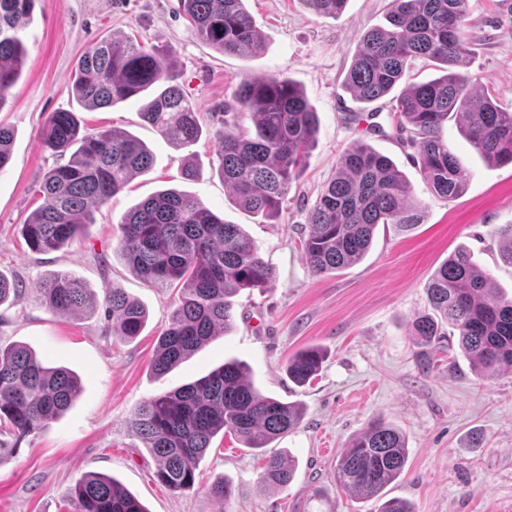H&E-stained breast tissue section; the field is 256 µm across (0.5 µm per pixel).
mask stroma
I'll return each instance as SVG.
<instances>
[{
  "mask_svg": "<svg viewBox=\"0 0 512 512\" xmlns=\"http://www.w3.org/2000/svg\"><path fill=\"white\" fill-rule=\"evenodd\" d=\"M388 0H347L340 16H318L300 0H247L264 48L259 55L223 54L201 41L179 0H34L19 36L27 63L0 102V124L14 132L10 161L0 169V273L24 289L0 305V344H24L38 357L76 374L81 395L20 447L0 456V512H71L77 480L98 473L118 480L147 512H377L374 500L339 489L336 456L371 421L384 418L406 436L405 471L388 488L414 512H512V371L481 380L456 340L447 339L420 364L412 322L429 309L431 274L458 247L512 297V266L500 258L496 234L512 224V165L491 166L465 139L457 117L444 129L448 146L472 177L466 191L446 200L426 187L408 135L399 131L390 98L363 111L343 81L367 29L384 24ZM475 38L466 72L512 110V7L507 0H470ZM128 37L169 53L178 81L197 107L204 133L177 147L142 121V98L102 109L85 108L73 91L81 55L106 36ZM272 74L302 89L318 115L307 166L291 186L278 218L264 221L239 209L218 174L212 130L224 121V103L242 76ZM73 112L82 132L117 129L142 140L153 168L123 192L94 208L93 222L64 248L28 249L21 226L41 205L37 187L59 157L40 138L52 113ZM388 156L403 172L420 205L421 222L408 232L378 225L364 259L345 271L310 273L301 240L308 210L353 141ZM197 176H181L185 164ZM177 189L197 197L231 224L242 225L276 272L265 293L241 292L233 328L219 334L169 372L152 371L157 338L168 323L176 289L155 288L132 272L116 249L123 215L155 192ZM80 277L95 296L123 289L146 310L136 339L112 336L102 314L57 315L32 290L50 273ZM321 347L318 375L299 385L286 364L298 351ZM245 364L258 390L300 402L297 428L272 442L298 462L287 489L263 486L260 451L244 448L231 432L212 441L193 489L171 492L157 481L156 458L131 428L143 400L207 375L224 362ZM480 447L469 445L472 434ZM236 489L230 505L211 497L214 481Z\"/></svg>",
  "mask_w": 512,
  "mask_h": 512,
  "instance_id": "1",
  "label": "stroma"
}]
</instances>
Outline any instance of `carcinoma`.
<instances>
[{
  "label": "carcinoma",
  "instance_id": "cac0c4a2",
  "mask_svg": "<svg viewBox=\"0 0 512 512\" xmlns=\"http://www.w3.org/2000/svg\"><path fill=\"white\" fill-rule=\"evenodd\" d=\"M318 15H338L347 0H300ZM33 0H0V103L26 64L19 36ZM195 34L210 46L236 55L256 54L263 40L244 0H179ZM469 0H390L388 28L373 27L361 38L344 86L356 99L392 98L397 128L410 129L420 174L433 194L459 196L471 174L448 147L443 129L450 114L488 162L512 164V111L480 91L464 75L474 45L466 23ZM427 58L444 74L409 82L413 62ZM152 98L142 119L179 147L203 134L198 113L184 94L169 56L127 38H104L81 57L75 82L78 100L91 109L135 98ZM252 121L254 132L240 120ZM317 113L304 93L274 75L250 74L224 104V127L213 135L221 150L218 173L242 210L263 219L277 216L289 189L302 174L317 133ZM13 131L0 125V169L10 159ZM43 144L66 162L42 179L43 205L23 224L29 248L47 253L64 248L90 223L91 207L106 203L148 172L153 155L136 137L115 130L80 134L71 112H55ZM420 222L410 183L393 161L364 142H353L336 163V173L308 212L304 258L315 276L337 273L369 250L375 228L393 224L409 231ZM502 259L512 266V224L497 230ZM117 248L131 269L154 287L182 285L166 328L157 338L151 363L162 374L208 343L233 322L234 297L244 290L266 291L275 272L258 254L239 224H228L196 197L175 190L136 204L117 228ZM433 313L416 317L414 335L424 346L445 335L458 338L461 353L480 379L512 368V299L505 300L492 276L466 248L457 249L432 275L427 288ZM35 301L58 314L96 311L81 280L64 272L43 279ZM103 306L112 335L139 336L145 311L120 288L105 289ZM324 356L308 347L288 360V376L302 385L321 369ZM81 381L51 366L23 345L0 346V455L44 429L81 394ZM301 409L265 396L239 362L223 366L175 391L143 401L134 411L135 434L158 460L157 480L177 492L198 482V465L221 431L246 448L259 450L296 428ZM408 459L404 434L383 419L371 422L341 449L336 484L361 499L380 502L378 512H414L385 489L403 473ZM295 461L278 453L263 466L260 482L285 489ZM209 493L229 505L233 487L210 485ZM74 512H148L119 481L104 475L81 477L71 494Z\"/></svg>",
  "mask_w": 512,
  "mask_h": 512
}]
</instances>
